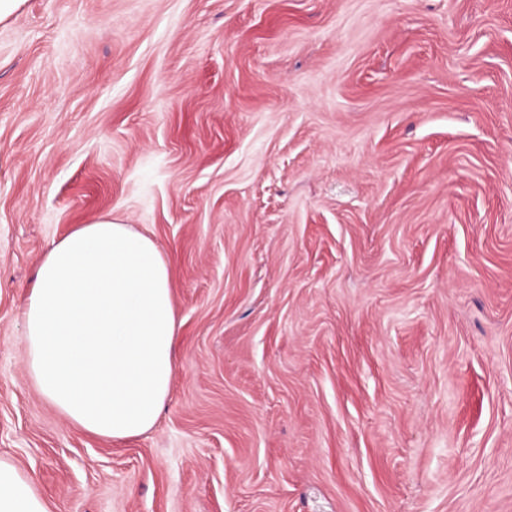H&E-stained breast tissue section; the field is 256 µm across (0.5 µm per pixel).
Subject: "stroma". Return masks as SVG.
Returning <instances> with one entry per match:
<instances>
[{
	"instance_id": "stroma-1",
	"label": "stroma",
	"mask_w": 512,
	"mask_h": 512,
	"mask_svg": "<svg viewBox=\"0 0 512 512\" xmlns=\"http://www.w3.org/2000/svg\"><path fill=\"white\" fill-rule=\"evenodd\" d=\"M169 259L120 441L25 368L49 247ZM0 456L53 512H512V0H22L0 19Z\"/></svg>"
}]
</instances>
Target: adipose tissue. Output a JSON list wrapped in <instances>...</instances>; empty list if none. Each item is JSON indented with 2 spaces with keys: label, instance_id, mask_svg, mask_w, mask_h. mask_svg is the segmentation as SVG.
I'll list each match as a JSON object with an SVG mask.
<instances>
[{
  "label": "adipose tissue",
  "instance_id": "adipose-tissue-1",
  "mask_svg": "<svg viewBox=\"0 0 512 512\" xmlns=\"http://www.w3.org/2000/svg\"><path fill=\"white\" fill-rule=\"evenodd\" d=\"M25 365L71 424L122 440L153 428L170 393L177 332L167 259L106 213L54 243L23 309ZM0 512H50L34 479L0 457Z\"/></svg>",
  "mask_w": 512,
  "mask_h": 512
}]
</instances>
